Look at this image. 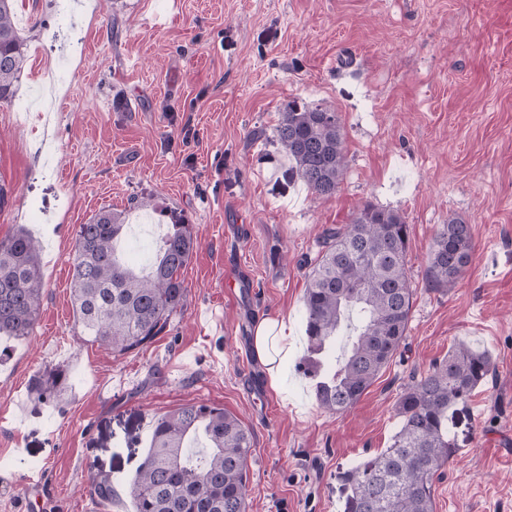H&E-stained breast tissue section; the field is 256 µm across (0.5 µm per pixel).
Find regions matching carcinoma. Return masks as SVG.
<instances>
[{"label":"carcinoma","mask_w":512,"mask_h":512,"mask_svg":"<svg viewBox=\"0 0 512 512\" xmlns=\"http://www.w3.org/2000/svg\"><path fill=\"white\" fill-rule=\"evenodd\" d=\"M24 43L13 0H0V103L16 92ZM272 140L290 162L288 180L331 196L346 173L339 117L295 100L281 110ZM123 214L101 210L79 225L70 270L76 323L87 341L123 355L151 343L187 303L182 270L196 249L193 225L173 219L155 244V261L140 275L116 258L127 235ZM409 227L394 210L363 205L351 221L324 231L307 273L303 302L307 357L299 371L314 382L319 406L353 407L400 352L415 289L408 269ZM472 259L470 225H440L428 254L426 281L452 289ZM43 276L36 239L23 227L0 238V337H28L41 309ZM491 357L461 343L400 394L399 429L389 447L344 473V512H435V476L456 448L448 413L490 374ZM68 383L57 368L32 386L41 398ZM251 431L234 414L188 403L157 419L149 450L132 483L135 512H248ZM89 489L112 499L111 483L94 473Z\"/></svg>","instance_id":"1"}]
</instances>
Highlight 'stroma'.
I'll use <instances>...</instances> for the list:
<instances>
[{
  "mask_svg": "<svg viewBox=\"0 0 512 512\" xmlns=\"http://www.w3.org/2000/svg\"><path fill=\"white\" fill-rule=\"evenodd\" d=\"M81 2L56 103L37 78L67 36L54 0L14 2L26 62L0 103V237L21 224L40 240L44 295L31 335L0 342V512H134L156 420L190 402L251 429L249 512H343L339 471L390 445L403 388L460 342L494 373L453 414L436 512H512V0ZM291 100L340 118L332 196L279 185L288 159L269 134ZM367 203L404 216L416 293L400 354L333 414L296 369L305 276L324 230ZM102 209L180 217L197 238L183 312L125 355L83 341L73 317L74 240ZM452 218L472 227V261L435 290L427 256ZM265 317L284 319L292 347L275 388L252 349ZM53 368L68 385L38 398ZM92 470L111 500L88 492Z\"/></svg>",
  "mask_w": 512,
  "mask_h": 512,
  "instance_id": "stroma-1",
  "label": "stroma"
}]
</instances>
